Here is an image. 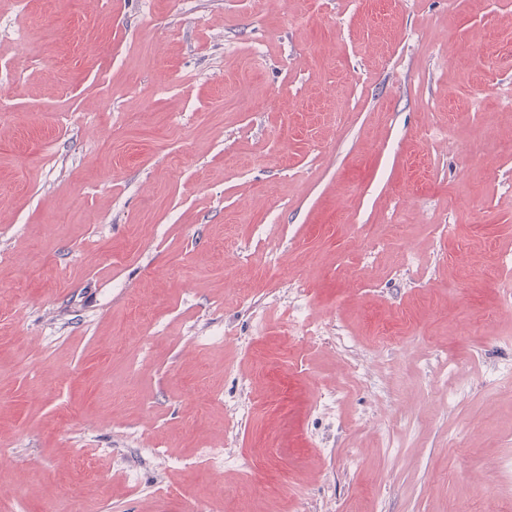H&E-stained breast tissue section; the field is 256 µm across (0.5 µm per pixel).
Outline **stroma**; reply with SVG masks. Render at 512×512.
Segmentation results:
<instances>
[{
    "mask_svg": "<svg viewBox=\"0 0 512 512\" xmlns=\"http://www.w3.org/2000/svg\"><path fill=\"white\" fill-rule=\"evenodd\" d=\"M508 86L512 0H0V512L512 508ZM292 323L302 336H297L298 342L301 344L316 343L321 340V327L319 324H310V317L307 305L302 302L293 305L291 308Z\"/></svg>",
    "mask_w": 512,
    "mask_h": 512,
    "instance_id": "35a3bbf8",
    "label": "stroma"
}]
</instances>
